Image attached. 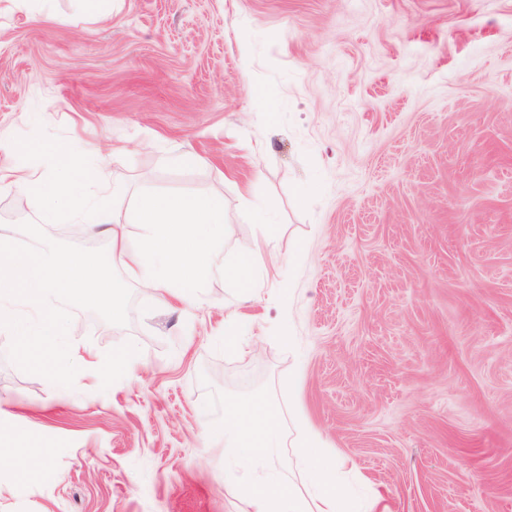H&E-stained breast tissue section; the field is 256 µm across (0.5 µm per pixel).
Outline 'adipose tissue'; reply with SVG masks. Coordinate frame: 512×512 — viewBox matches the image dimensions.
Segmentation results:
<instances>
[{
	"mask_svg": "<svg viewBox=\"0 0 512 512\" xmlns=\"http://www.w3.org/2000/svg\"><path fill=\"white\" fill-rule=\"evenodd\" d=\"M2 185L45 199L49 210L66 211L87 233L112 242L110 253L99 255L21 248L0 235V330L27 349L44 352L59 333L73 335V327H60L56 319L58 297L111 303L106 271L115 265L132 273L158 304L195 307L204 302L199 283L207 275L247 280L264 257L272 269L280 267L278 244L267 234L242 245L241 262L226 259L224 201L216 196L142 193L128 213L117 207V187L105 169H87L72 159L51 172L0 168ZM132 221L145 229L136 243L126 239Z\"/></svg>",
	"mask_w": 512,
	"mask_h": 512,
	"instance_id": "1",
	"label": "adipose tissue"
}]
</instances>
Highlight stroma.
Returning a JSON list of instances; mask_svg holds the SVG:
<instances>
[{
    "label": "stroma",
    "mask_w": 512,
    "mask_h": 512,
    "mask_svg": "<svg viewBox=\"0 0 512 512\" xmlns=\"http://www.w3.org/2000/svg\"><path fill=\"white\" fill-rule=\"evenodd\" d=\"M0 0V167L81 150L124 191L224 200V254L274 225L278 275L119 313L61 298L71 381L0 334V512H250L209 392L269 388L287 437L390 512H512V0ZM274 102L265 111L262 100ZM0 188L15 245L104 253ZM264 223H257V216ZM137 356L117 374L112 358ZM42 455L47 466L23 470Z\"/></svg>",
    "instance_id": "stroma-1"
}]
</instances>
